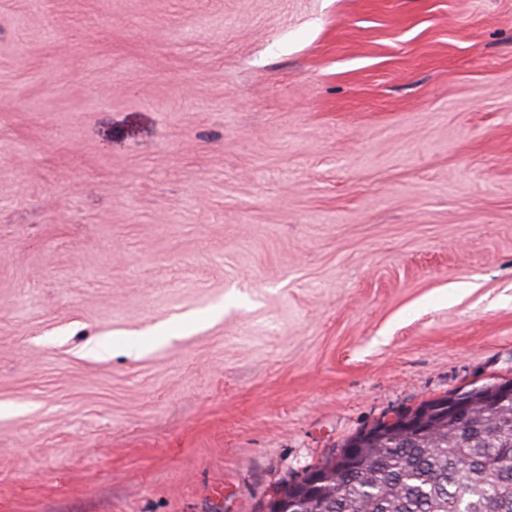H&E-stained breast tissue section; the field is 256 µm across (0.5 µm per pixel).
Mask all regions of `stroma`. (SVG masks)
<instances>
[{
  "mask_svg": "<svg viewBox=\"0 0 512 512\" xmlns=\"http://www.w3.org/2000/svg\"><path fill=\"white\" fill-rule=\"evenodd\" d=\"M512 379V0H0V512H262Z\"/></svg>",
  "mask_w": 512,
  "mask_h": 512,
  "instance_id": "obj_1",
  "label": "stroma"
}]
</instances>
